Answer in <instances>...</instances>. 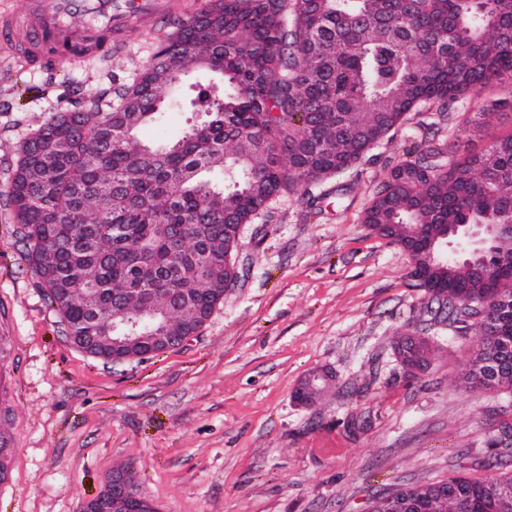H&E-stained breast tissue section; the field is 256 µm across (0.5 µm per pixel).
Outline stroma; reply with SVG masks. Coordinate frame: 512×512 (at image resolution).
I'll return each mask as SVG.
<instances>
[{
    "label": "stroma",
    "mask_w": 512,
    "mask_h": 512,
    "mask_svg": "<svg viewBox=\"0 0 512 512\" xmlns=\"http://www.w3.org/2000/svg\"><path fill=\"white\" fill-rule=\"evenodd\" d=\"M119 54L18 63L0 41V406L14 452L0 512H80L112 471L135 476L159 512H370L394 486L512 469L491 443L512 394L469 391L458 375L475 329L430 325L412 260L362 219L388 172L425 140L449 152L512 134V82L420 107L349 169L269 200L245 225L247 276L184 345L112 364L76 348L31 272L7 201L21 144L61 112L107 111L152 60L159 36L130 30ZM187 100L168 102L152 143L184 134ZM490 113L480 129L474 113ZM425 331L418 377L393 347ZM335 382L304 407L308 372ZM334 378L333 373L326 369L311 371L296 385L293 392L294 400L305 406L314 404L316 400L310 398L313 393L318 392L322 387L327 390Z\"/></svg>",
    "instance_id": "obj_1"
}]
</instances>
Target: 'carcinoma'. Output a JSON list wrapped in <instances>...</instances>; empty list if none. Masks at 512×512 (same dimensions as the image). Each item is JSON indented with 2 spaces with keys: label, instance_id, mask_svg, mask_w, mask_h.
Here are the masks:
<instances>
[{
  "label": "carcinoma",
  "instance_id": "1",
  "mask_svg": "<svg viewBox=\"0 0 512 512\" xmlns=\"http://www.w3.org/2000/svg\"><path fill=\"white\" fill-rule=\"evenodd\" d=\"M80 44L46 39L48 58ZM198 55L221 90L200 89L204 119L153 147L137 138L160 115ZM512 81V0H210L161 42L110 112H64L18 151L8 197L25 257L66 336L95 356L86 336L112 328V295L129 288H192L196 307L170 317L196 332L224 300L238 227L273 197L357 162L420 105L454 100L492 80ZM210 174L223 177L215 186ZM512 223V135L458 157L436 143L393 168L363 216L377 235L409 251L427 312L448 325H476L460 370L471 391L512 393V241L497 246L481 281L454 261L429 265L419 233L440 225ZM421 347L395 342L401 366ZM420 482L374 501L393 512L424 500L426 512H498L512 472Z\"/></svg>",
  "mask_w": 512,
  "mask_h": 512
}]
</instances>
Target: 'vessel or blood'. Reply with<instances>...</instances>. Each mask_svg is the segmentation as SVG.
Returning <instances> with one entry per match:
<instances>
[{"mask_svg":"<svg viewBox=\"0 0 512 512\" xmlns=\"http://www.w3.org/2000/svg\"><path fill=\"white\" fill-rule=\"evenodd\" d=\"M91 3L105 14L116 50L124 48L130 27L157 29L191 11L188 0H129L120 8L114 7L112 0H27L25 15L0 12V37L14 41L25 59L36 51L37 35L47 33L61 43L76 42L78 36L69 21Z\"/></svg>","mask_w":512,"mask_h":512,"instance_id":"obj_1","label":"vessel or blood"}]
</instances>
